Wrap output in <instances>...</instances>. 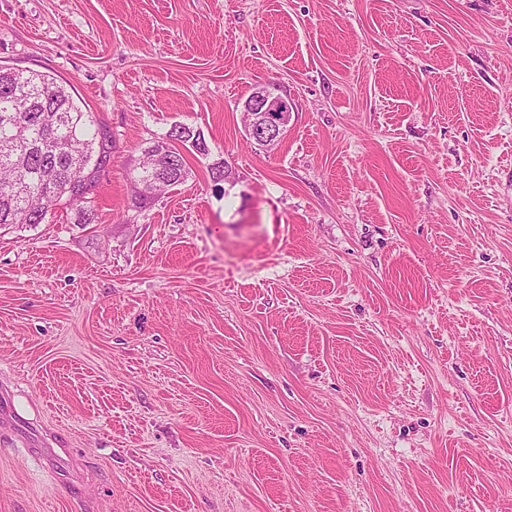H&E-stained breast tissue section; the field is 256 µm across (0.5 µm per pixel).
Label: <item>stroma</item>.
<instances>
[{
    "mask_svg": "<svg viewBox=\"0 0 512 512\" xmlns=\"http://www.w3.org/2000/svg\"><path fill=\"white\" fill-rule=\"evenodd\" d=\"M0 66L112 132L0 230V512H512V0H0ZM245 108L249 112H259L255 122L248 126L250 118L246 113V133L248 137L261 148L270 149L275 147L287 131L291 112L288 100L267 90L259 89L246 102ZM193 128H190L187 125H179L174 126L168 131L166 137L162 139V141H157L150 149V159L145 163L147 166H152V169L140 168V171L137 173L136 178L137 182H144L150 176V173L156 175L158 170L162 167L163 171L176 170L178 169L181 173V179L174 182V185L168 182V184L164 187V191L173 190L179 185H182L187 177L186 171V163L183 154L178 150L174 145L171 148L166 146V139H176L182 140L186 133L192 132L193 136ZM183 141V140H182Z\"/></svg>",
    "mask_w": 512,
    "mask_h": 512,
    "instance_id": "35a3bbf8",
    "label": "stroma"
}]
</instances>
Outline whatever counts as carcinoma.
<instances>
[{
	"label": "carcinoma",
	"mask_w": 512,
	"mask_h": 512,
	"mask_svg": "<svg viewBox=\"0 0 512 512\" xmlns=\"http://www.w3.org/2000/svg\"><path fill=\"white\" fill-rule=\"evenodd\" d=\"M192 131L174 126L166 139L150 149L146 167L136 178L144 182L159 169L179 170L187 177L183 154L166 140H181ZM112 132L57 80L35 71L0 70V229L41 224L58 206L77 213V223L94 222L92 198L66 194L74 174L95 190L100 172L111 162Z\"/></svg>",
	"instance_id": "obj_1"
}]
</instances>
